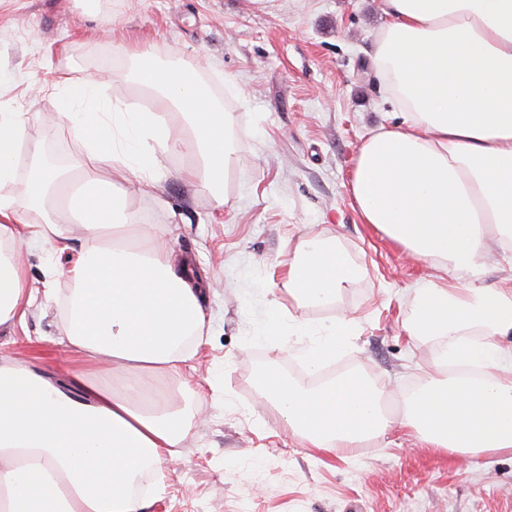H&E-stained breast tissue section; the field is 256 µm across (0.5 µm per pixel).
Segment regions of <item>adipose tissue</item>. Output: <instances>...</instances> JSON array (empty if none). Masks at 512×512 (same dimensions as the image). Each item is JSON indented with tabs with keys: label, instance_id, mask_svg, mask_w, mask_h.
Masks as SVG:
<instances>
[{
	"label": "adipose tissue",
	"instance_id": "obj_1",
	"mask_svg": "<svg viewBox=\"0 0 512 512\" xmlns=\"http://www.w3.org/2000/svg\"><path fill=\"white\" fill-rule=\"evenodd\" d=\"M378 4L385 21L373 69L402 122L362 145L352 196L363 223L446 274L414 289L410 333L441 340L442 349L400 424L451 454L512 455V280L486 287L482 261L490 245L512 249V0ZM131 73L156 111L109 107L94 78L59 87V113L89 147L80 185L66 195L83 234L61 333L80 360L171 374L192 359L190 341L203 330L201 289L153 225L140 226L137 249L114 236L124 190L102 178L96 161L112 158L147 186L161 174L160 153L187 141L188 177L223 199L231 116L193 69L139 55ZM166 109L181 113L180 130L164 122ZM21 138L19 115L0 112V191L15 179ZM15 220L0 195V329L25 318L17 247L71 236L69 225L49 219L21 228ZM359 275L336 244L313 235L296 244L286 283L299 303L323 306ZM356 327L352 317L321 326L304 354L308 371L335 357ZM259 386L291 434L328 453L388 425L383 390L356 372L308 388L271 367ZM189 429L154 385L118 395L83 371L56 383L28 363L0 362V512H144L135 481L176 458Z\"/></svg>",
	"mask_w": 512,
	"mask_h": 512
}]
</instances>
